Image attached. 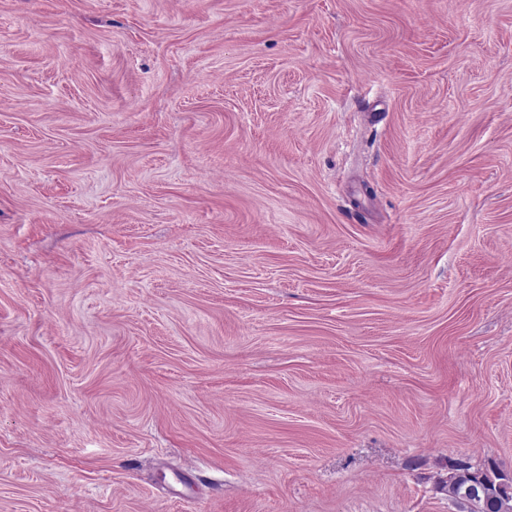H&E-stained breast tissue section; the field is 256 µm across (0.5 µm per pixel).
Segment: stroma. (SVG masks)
<instances>
[{"instance_id":"1","label":"stroma","mask_w":512,"mask_h":512,"mask_svg":"<svg viewBox=\"0 0 512 512\" xmlns=\"http://www.w3.org/2000/svg\"><path fill=\"white\" fill-rule=\"evenodd\" d=\"M512 472V0H0V512H457ZM448 498L459 512H512V476L495 462L475 468L459 460L448 471ZM478 493L472 495L471 489Z\"/></svg>"}]
</instances>
